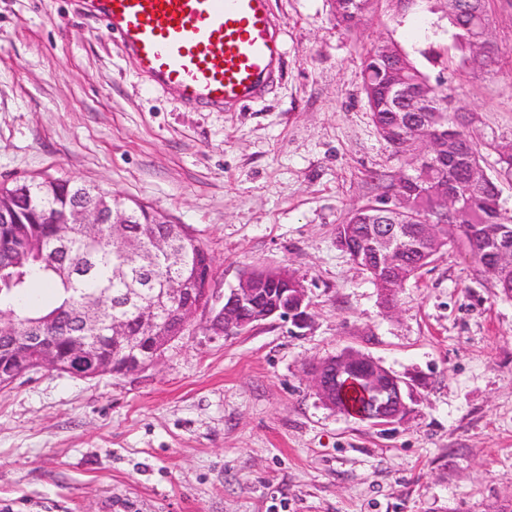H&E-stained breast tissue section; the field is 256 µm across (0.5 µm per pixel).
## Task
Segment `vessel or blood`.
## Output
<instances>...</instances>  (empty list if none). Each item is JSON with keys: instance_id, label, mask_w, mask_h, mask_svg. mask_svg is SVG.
Here are the masks:
<instances>
[{"instance_id": "1", "label": "vessel or blood", "mask_w": 512, "mask_h": 512, "mask_svg": "<svg viewBox=\"0 0 512 512\" xmlns=\"http://www.w3.org/2000/svg\"><path fill=\"white\" fill-rule=\"evenodd\" d=\"M122 51L188 105L243 106L277 77L284 45L266 0H86Z\"/></svg>"}]
</instances>
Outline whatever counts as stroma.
<instances>
[{"mask_svg": "<svg viewBox=\"0 0 512 512\" xmlns=\"http://www.w3.org/2000/svg\"><path fill=\"white\" fill-rule=\"evenodd\" d=\"M493 71L461 63L448 0H376L355 29L333 0H267L285 42L262 101L191 108L156 91L85 0H0V184L46 177L164 213L214 260L215 286L287 266L312 302L217 336L203 320L159 364L0 388V512H512V298L447 244L385 303L336 226L396 182L362 90L366 49L397 43L495 174L512 146V0H487ZM355 351L408 381L382 427L326 406L314 363Z\"/></svg>", "mask_w": 512, "mask_h": 512, "instance_id": "obj_1", "label": "stroma"}]
</instances>
